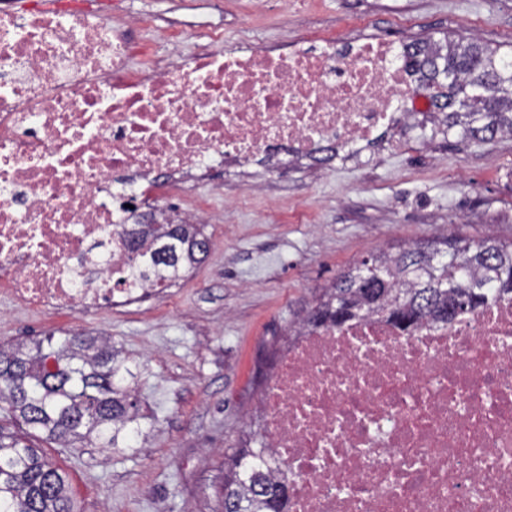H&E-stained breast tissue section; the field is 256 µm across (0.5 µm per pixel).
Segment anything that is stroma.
<instances>
[{
  "label": "stroma",
  "mask_w": 512,
  "mask_h": 512,
  "mask_svg": "<svg viewBox=\"0 0 512 512\" xmlns=\"http://www.w3.org/2000/svg\"><path fill=\"white\" fill-rule=\"evenodd\" d=\"M130 0L159 18L223 21L224 38L260 45L346 31L401 43L443 33L512 44V0ZM213 209L204 262L165 301L49 322L0 295V343L91 331L111 337L136 376L143 416L130 447L80 451L40 442L79 512H212L224 458L265 431L263 394L292 347L290 326L337 275L379 250L452 233L512 240V138L435 137L290 174L262 191L200 185Z\"/></svg>",
  "instance_id": "obj_1"
}]
</instances>
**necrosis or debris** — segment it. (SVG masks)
<instances>
[{"instance_id": "4bbe7bcc", "label": "necrosis or debris", "mask_w": 512, "mask_h": 512, "mask_svg": "<svg viewBox=\"0 0 512 512\" xmlns=\"http://www.w3.org/2000/svg\"><path fill=\"white\" fill-rule=\"evenodd\" d=\"M194 42L193 54L157 42ZM387 38L225 42L127 0H0V291L44 315L160 300L122 233L197 177L333 163L428 113ZM288 512H512V296L406 332L307 329L264 393Z\"/></svg>"}]
</instances>
